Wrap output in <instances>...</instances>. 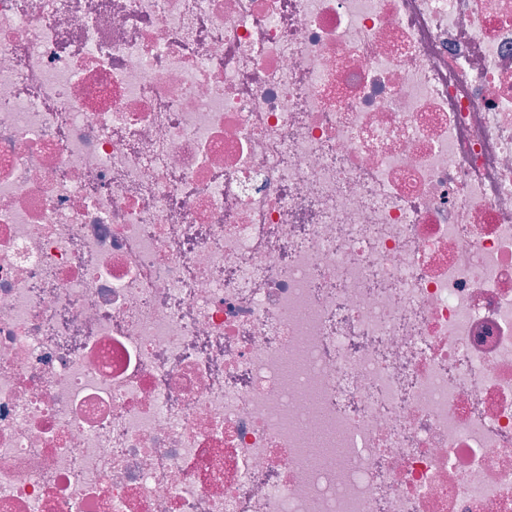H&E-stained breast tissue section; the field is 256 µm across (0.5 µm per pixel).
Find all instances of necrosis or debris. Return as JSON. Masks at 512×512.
I'll return each mask as SVG.
<instances>
[{
    "instance_id": "obj_1",
    "label": "necrosis or debris",
    "mask_w": 512,
    "mask_h": 512,
    "mask_svg": "<svg viewBox=\"0 0 512 512\" xmlns=\"http://www.w3.org/2000/svg\"><path fill=\"white\" fill-rule=\"evenodd\" d=\"M0 512H512V0H0Z\"/></svg>"
}]
</instances>
